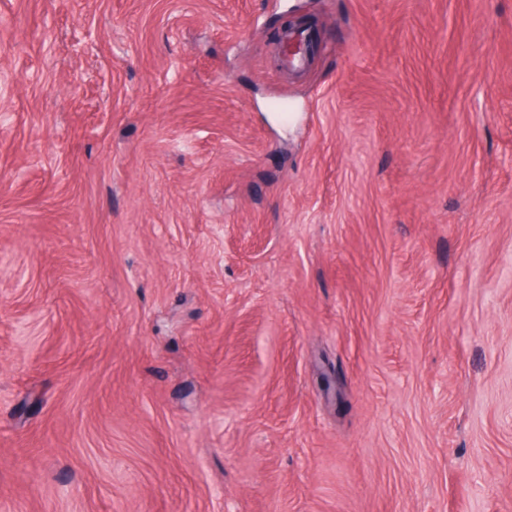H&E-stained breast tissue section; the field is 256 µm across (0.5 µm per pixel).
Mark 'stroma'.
I'll return each mask as SVG.
<instances>
[{
    "label": "stroma",
    "mask_w": 512,
    "mask_h": 512,
    "mask_svg": "<svg viewBox=\"0 0 512 512\" xmlns=\"http://www.w3.org/2000/svg\"><path fill=\"white\" fill-rule=\"evenodd\" d=\"M0 512H512V0H0Z\"/></svg>",
    "instance_id": "1"
}]
</instances>
